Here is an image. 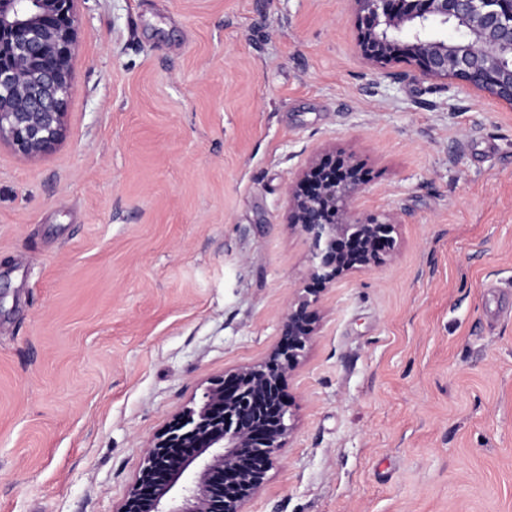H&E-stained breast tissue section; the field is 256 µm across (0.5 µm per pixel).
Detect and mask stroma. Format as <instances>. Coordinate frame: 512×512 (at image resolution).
Returning <instances> with one entry per match:
<instances>
[{
  "instance_id": "35a3bbf8",
  "label": "stroma",
  "mask_w": 512,
  "mask_h": 512,
  "mask_svg": "<svg viewBox=\"0 0 512 512\" xmlns=\"http://www.w3.org/2000/svg\"><path fill=\"white\" fill-rule=\"evenodd\" d=\"M62 145L0 146V512H117L145 449L263 361L333 149L396 252L317 290L247 512H512V106L357 49L348 0H79Z\"/></svg>"
}]
</instances>
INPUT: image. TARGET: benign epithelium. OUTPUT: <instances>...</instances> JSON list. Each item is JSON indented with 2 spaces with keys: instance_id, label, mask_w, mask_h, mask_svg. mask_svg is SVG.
Returning a JSON list of instances; mask_svg holds the SVG:
<instances>
[{
  "instance_id": "benign-epithelium-1",
  "label": "benign epithelium",
  "mask_w": 512,
  "mask_h": 512,
  "mask_svg": "<svg viewBox=\"0 0 512 512\" xmlns=\"http://www.w3.org/2000/svg\"><path fill=\"white\" fill-rule=\"evenodd\" d=\"M78 0H0V144L35 160L66 139ZM361 54H403L433 80L455 79L512 104V0H350ZM355 157L324 152L288 185L286 223L312 244L322 288L392 258L394 223L360 214ZM288 302L267 360L224 373L202 403L148 446L118 512H246L293 430L283 377L301 363L319 313Z\"/></svg>"
}]
</instances>
